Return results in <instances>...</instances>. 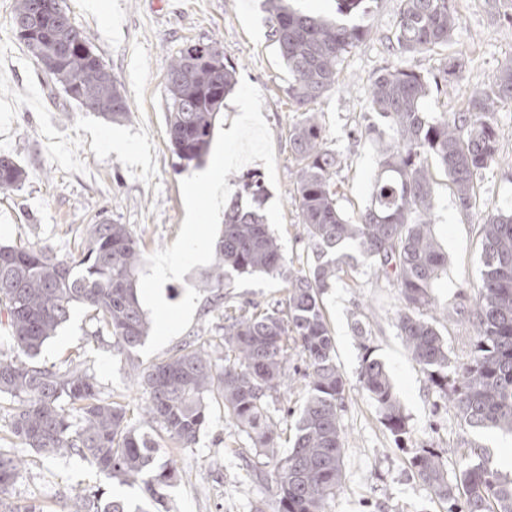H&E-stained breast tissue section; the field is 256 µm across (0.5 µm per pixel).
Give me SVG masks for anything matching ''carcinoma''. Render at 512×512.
Here are the masks:
<instances>
[{
    "label": "carcinoma",
    "mask_w": 512,
    "mask_h": 512,
    "mask_svg": "<svg viewBox=\"0 0 512 512\" xmlns=\"http://www.w3.org/2000/svg\"><path fill=\"white\" fill-rule=\"evenodd\" d=\"M39 0H16L13 23L34 18ZM268 24L280 56L292 74L288 98L300 115L289 126L296 167L295 205L312 255L308 272L286 266L277 237L263 218L232 203L224 210V232L215 242V264L205 281L220 288L233 274L288 276V304L260 311L215 304L224 316V363L203 344L186 342L148 368L134 351L148 323L136 284L138 241L124 224L103 219L89 224L79 258L59 259L47 244L0 243V314L11 331L12 354L0 353V398L12 411L10 445L0 448V494L19 478L26 451L45 457L78 455L110 480L139 485L150 506L164 505V490L178 477L168 463L156 466L161 444L190 448L206 427L210 405L224 404V416L251 441L256 455L273 464L275 512H326L327 501L344 483L341 412L346 380L335 360V339L323 294L354 266V247L385 275L395 274L402 308L396 327L429 382L448 396L460 421L472 430L512 435V208H499L481 224L484 272L475 289L469 320L475 349L454 375L448 348L437 327L434 282L448 265L432 233V176L429 160L448 175L459 212L471 216L477 181L498 164V108L512 103V64L469 95L465 109L435 116L424 110L431 92H448L452 63L433 78L397 66L378 74L368 96L370 111L385 119L392 136L375 124L363 135L379 143L377 173L368 205L348 216L333 177L340 161L325 146L313 106L336 84L344 56L368 29L294 11L284 0H268ZM492 15L512 22V0H488ZM458 22L453 0H400L392 49L402 56L448 43ZM87 34L68 13L47 11L30 36L19 37L32 57L53 60L47 73L62 88L77 85L93 110L112 123L128 117L127 97L92 51L64 52L63 40ZM236 86V71L214 43L190 45L167 72L166 122L180 165L199 167L208 153L217 115ZM25 170L0 154V190L18 187ZM82 304L93 313L96 340L125 358L144 386L142 419L134 425L118 401L101 397L95 375L81 361L59 367L33 359ZM359 383L376 404L383 425L395 437L407 433V418L388 371L368 345ZM305 363L306 400L294 422L288 454L278 453L281 418L274 395L288 378V360ZM487 450L468 444L455 480L434 448L411 458L415 475L448 512H512V476L492 470ZM72 512H150L101 487L78 490Z\"/></svg>",
    "instance_id": "carcinoma-1"
}]
</instances>
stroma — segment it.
Returning a JSON list of instances; mask_svg holds the SVG:
<instances>
[{
	"label": "stroma",
	"instance_id": "stroma-1",
	"mask_svg": "<svg viewBox=\"0 0 512 512\" xmlns=\"http://www.w3.org/2000/svg\"><path fill=\"white\" fill-rule=\"evenodd\" d=\"M16 0H0V154L13 156L27 177L20 187L0 192V242L44 241L58 256L77 254L86 225L108 218L127 225L142 255L174 243L185 218L180 190L188 177L173 154L166 123V74L173 57L187 44L216 41L236 77L263 95L261 113L272 133L277 184L267 183L260 204H253L251 176L266 179L262 162L244 165L226 178L230 196L244 208H256L275 233L289 265L306 270L311 262L295 206L296 168L288 149V127L295 107L286 94L288 70L270 36L264 0H61L74 23L89 37L94 52L124 91L130 116L120 123L70 100L35 63L13 26ZM365 11L347 16L365 26L364 40L346 54L335 87L316 105L325 142L340 159L334 181L346 212L369 202L377 172L378 145L351 131L375 121L367 110L372 80L398 64L389 40L399 0H366ZM458 26L448 44L408 57L425 75L453 60H463L461 79L447 95H432L427 111L456 112L469 93L512 61V25L492 16L486 0H456ZM501 163L476 187L471 217H463L448 179L432 167V221L435 238L448 256V267L432 294L447 309L438 328L455 365H463L474 347L475 331L467 310L482 270L480 226L489 213L512 203V104L498 110ZM207 269L194 267L183 280L168 281L163 294L180 301L187 287L199 289L192 323L172 346L200 336L221 349L224 321L213 309L215 298L232 305L250 300L259 307L288 303V284L265 274L232 276L216 290L202 285ZM323 306L335 338L336 362L347 381L342 412L345 481L328 503V512H446L413 473L409 460L421 448L439 451L449 471H457L466 443L486 448L491 468L502 469L512 438L495 431L464 427L443 393L432 388L411 359L396 328L400 309L396 286L361 263L329 288ZM362 320L373 357L381 360L407 417L402 440L382 425L373 402L359 387L363 351L352 331ZM90 311L75 306L69 321L43 346L39 364L50 366L78 358L85 362L104 396L125 403L139 422L145 395L120 356L91 338ZM158 463L171 462L179 479L166 490L173 512H250L252 503L274 502V483L259 482L257 462L244 434L212 408L207 427L191 448H163ZM107 485L130 505L144 499L140 487L107 482L78 456L48 460L28 453L27 464L7 498L24 508L37 502L43 512H68L76 489Z\"/></svg>",
	"mask_w": 512,
	"mask_h": 512
}]
</instances>
